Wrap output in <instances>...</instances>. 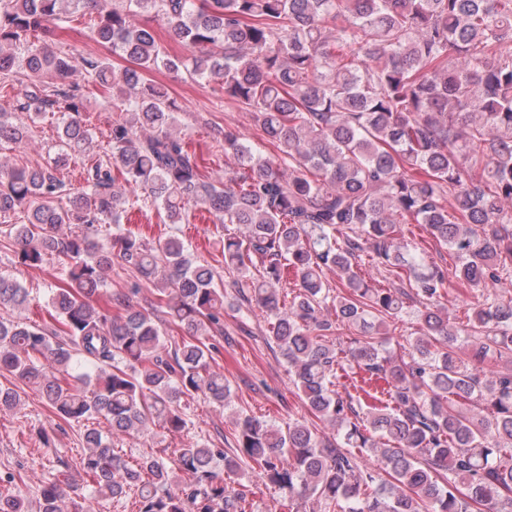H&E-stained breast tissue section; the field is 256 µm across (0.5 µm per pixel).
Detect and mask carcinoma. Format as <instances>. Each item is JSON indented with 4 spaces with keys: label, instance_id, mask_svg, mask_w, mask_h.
Returning a JSON list of instances; mask_svg holds the SVG:
<instances>
[{
    "label": "carcinoma",
    "instance_id": "1",
    "mask_svg": "<svg viewBox=\"0 0 512 512\" xmlns=\"http://www.w3.org/2000/svg\"><path fill=\"white\" fill-rule=\"evenodd\" d=\"M86 12L109 55L30 41ZM162 29L190 55L168 54ZM21 45L25 89L0 106V143L25 144L48 112L61 121L51 161L0 162V218L20 264L58 261V327L26 321L30 292L0 274V370L60 418L115 435L185 431L187 397L229 408L210 340L224 335V281L178 237L149 246L123 227L135 206L168 224L202 212L224 233L237 298L266 313L308 411L336 428L242 414L231 449L189 443L134 466L87 427L79 465L97 495L134 489L139 512H254L253 491L224 478L245 463L293 512H512V299L484 294L453 324L439 307L451 278L485 289L512 271V0H0V73ZM76 71L84 84L66 82ZM156 73L221 81L276 154L217 129L224 178H210ZM90 86L118 114L111 156L69 187L57 167L93 143ZM18 211L26 223H9ZM410 224L453 263L433 261ZM114 255L139 278L112 294ZM149 285L168 319L134 305ZM414 299L397 354L386 345ZM19 403L0 388L1 412ZM39 512L84 510L54 480Z\"/></svg>",
    "mask_w": 512,
    "mask_h": 512
}]
</instances>
